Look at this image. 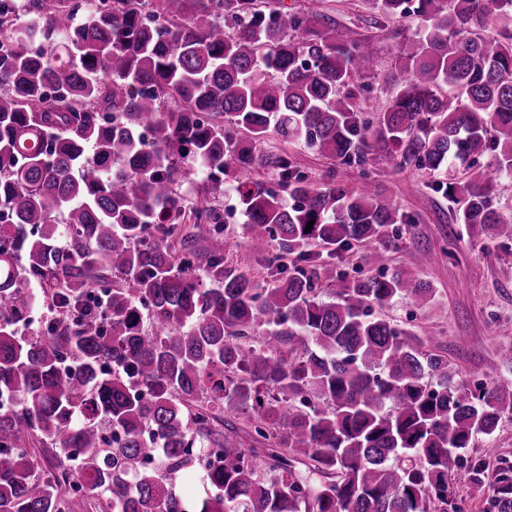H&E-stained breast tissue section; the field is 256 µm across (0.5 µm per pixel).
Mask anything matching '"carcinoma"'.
Masks as SVG:
<instances>
[{
	"label": "carcinoma",
	"mask_w": 512,
	"mask_h": 512,
	"mask_svg": "<svg viewBox=\"0 0 512 512\" xmlns=\"http://www.w3.org/2000/svg\"><path fill=\"white\" fill-rule=\"evenodd\" d=\"M318 2L98 0L79 21L76 0H0V512H462L448 473L512 416V383L468 393L446 356L373 316L429 303L427 281L337 269L360 248L382 266L404 223L375 183L318 186L282 155L264 160L279 189L250 173L271 131L344 163L373 139L399 169L462 168L444 189L457 219L512 238L490 204L512 176V0H373L422 20L373 126L354 78L377 74L376 50ZM490 18L496 37L479 33ZM197 170L207 187L188 198L177 178ZM226 176L261 281L215 248ZM34 282L55 315L24 337ZM248 409L264 474L224 418ZM103 421L122 435L111 450ZM194 448L223 459L197 475L203 498L174 489ZM301 458L333 479L311 484ZM493 508L512 512V468Z\"/></svg>",
	"instance_id": "cac0c4a2"
}]
</instances>
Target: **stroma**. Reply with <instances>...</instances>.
Wrapping results in <instances>:
<instances>
[{
  "label": "stroma",
  "instance_id": "obj_1",
  "mask_svg": "<svg viewBox=\"0 0 512 512\" xmlns=\"http://www.w3.org/2000/svg\"><path fill=\"white\" fill-rule=\"evenodd\" d=\"M320 9L340 32L356 39H373L380 75L370 77L361 106L384 105L388 97L385 77L394 72L407 38L420 25L417 16L390 19L378 15L369 0H322ZM259 155H283L310 180H329L347 187L362 178L375 182L383 199L393 203L408 223L399 225L386 251V272L405 269L428 281L435 297L414 307L399 298L384 308V319L412 327L423 336L425 347L443 352L457 367L466 384H492L512 378V362L503 354L512 347V240L484 241L460 224L454 205L435 190L441 176L426 170L395 168L379 148H371L364 165L344 164L276 136L256 143ZM243 216L224 226L218 242L229 266L261 272L262 261L252 255L242 234ZM468 466L453 468L448 476L452 494L463 512H492L497 468L512 466V419L504 418L494 434L475 436L465 452ZM486 463L483 493H474L471 468Z\"/></svg>",
  "mask_w": 512,
  "mask_h": 512
}]
</instances>
